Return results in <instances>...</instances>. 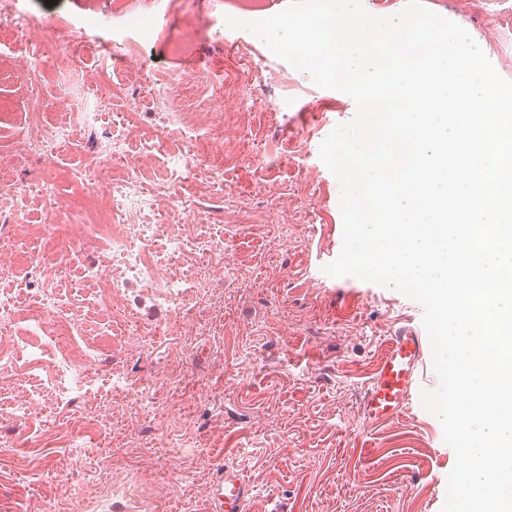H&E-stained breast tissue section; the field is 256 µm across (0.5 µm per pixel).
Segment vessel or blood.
<instances>
[{
  "instance_id": "obj_1",
  "label": "vessel or blood",
  "mask_w": 512,
  "mask_h": 512,
  "mask_svg": "<svg viewBox=\"0 0 512 512\" xmlns=\"http://www.w3.org/2000/svg\"><path fill=\"white\" fill-rule=\"evenodd\" d=\"M430 352L426 336L415 326L397 327L385 341L361 405L365 425L376 430L398 420L409 408L417 376ZM254 490L242 471L227 461L215 467L205 512H249Z\"/></svg>"
}]
</instances>
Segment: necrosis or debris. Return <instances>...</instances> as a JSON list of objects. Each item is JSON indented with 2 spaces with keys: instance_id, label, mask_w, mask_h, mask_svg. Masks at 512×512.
I'll list each match as a JSON object with an SVG mask.
<instances>
[{
  "instance_id": "necrosis-or-debris-1",
  "label": "necrosis or debris",
  "mask_w": 512,
  "mask_h": 512,
  "mask_svg": "<svg viewBox=\"0 0 512 512\" xmlns=\"http://www.w3.org/2000/svg\"><path fill=\"white\" fill-rule=\"evenodd\" d=\"M30 30L18 0H0V45L26 43L30 61L38 63L43 52ZM170 115L176 120L172 134L147 140L142 147L144 155L166 160L155 186L146 185L140 167L127 157L124 139L118 137H105L86 164L72 173L93 213L75 229L79 240L97 245L94 260L80 275L94 283L90 302L100 312H108L129 289L137 288L185 321L199 301L224 292L223 239L185 234L180 224L186 189L197 183L221 186L223 174L205 169L195 152L196 127L180 100H172ZM101 119V113L74 110L64 120L49 122L34 112L23 142L37 156L53 157L69 146L78 128ZM32 193L41 201L46 227H53L57 206L48 183H37L28 191L0 180V200H10L12 222L21 221ZM190 253L202 255L199 266L186 264ZM40 262L36 246L0 229L1 281L27 285L28 275L39 271ZM76 275L69 264H54L51 284L40 288L35 305L23 309L13 298L0 295V371L17 361L26 366V383L8 415L15 423H27L44 403L86 402L104 392L111 394L120 420L132 417L135 387L127 372L116 367L96 373L92 362L99 350H65L60 345L61 337L86 332L82 307L58 297L59 288L72 284Z\"/></svg>"
}]
</instances>
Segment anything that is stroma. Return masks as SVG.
Segmentation results:
<instances>
[{
  "label": "stroma",
  "mask_w": 512,
  "mask_h": 512,
  "mask_svg": "<svg viewBox=\"0 0 512 512\" xmlns=\"http://www.w3.org/2000/svg\"><path fill=\"white\" fill-rule=\"evenodd\" d=\"M432 12L464 23L496 71L512 80V23L495 40L488 19L512 0H423ZM33 38L51 50L31 70L24 45L0 50V100L25 115L41 106L60 118L69 105L99 109L88 91L103 62L79 59L67 34L132 42L147 81L112 80L108 114L75 147L51 160L19 152L23 126H0V174L20 185L57 168L63 203L56 221L72 223L79 189L68 177L111 114L133 111L131 152L144 135L165 134L160 97L188 68L214 75L208 101L179 87L195 109V149L224 173L223 196L191 194L204 232L223 237L224 297L198 304L190 324L129 291L125 310L157 336L123 358L136 384L138 421L112 434V400H96L94 442L65 432L70 409L48 411L20 430L34 447L27 461L0 447V512H27L77 493L97 495L112 482L155 487V512H203L213 466L228 457L254 488L252 512L287 501L292 512H441L455 453L436 416L414 403L397 422L369 431L360 399L384 339L423 309L399 291L324 273L342 250L340 185L319 158L323 140L355 114L353 100L317 87L244 30L229 29L221 0H152L159 36L139 38L112 16V0H23ZM199 35L185 37L187 27ZM239 129L220 147L216 107ZM297 224L283 222L288 209Z\"/></svg>",
  "instance_id": "obj_1"
}]
</instances>
